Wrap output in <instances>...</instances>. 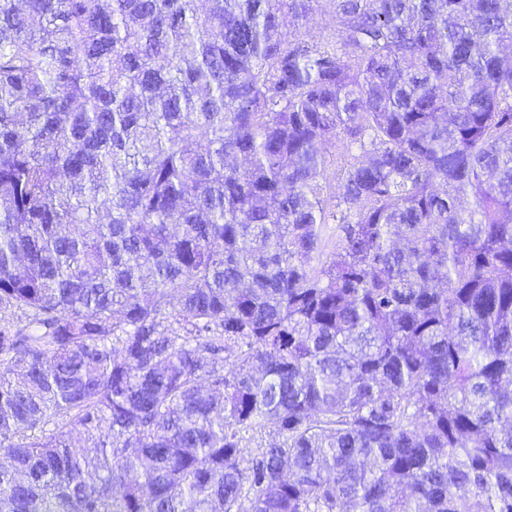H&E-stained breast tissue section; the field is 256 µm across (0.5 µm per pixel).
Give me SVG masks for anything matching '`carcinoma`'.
<instances>
[{"instance_id": "cac0c4a2", "label": "carcinoma", "mask_w": 512, "mask_h": 512, "mask_svg": "<svg viewBox=\"0 0 512 512\" xmlns=\"http://www.w3.org/2000/svg\"><path fill=\"white\" fill-rule=\"evenodd\" d=\"M507 45L0 0V512H512Z\"/></svg>"}]
</instances>
